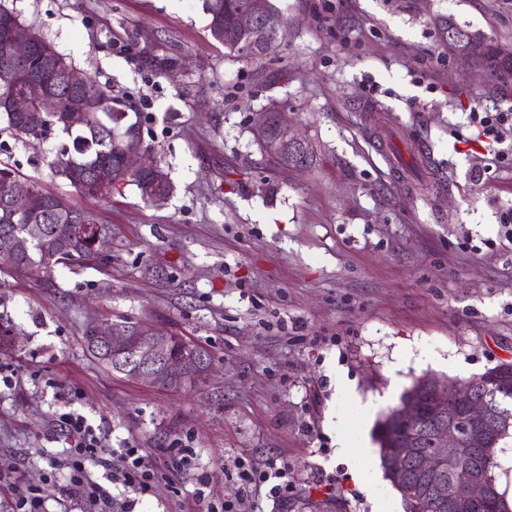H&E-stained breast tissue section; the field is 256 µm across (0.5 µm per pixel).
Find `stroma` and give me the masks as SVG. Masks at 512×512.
Segmentation results:
<instances>
[{
	"label": "stroma",
	"instance_id": "1",
	"mask_svg": "<svg viewBox=\"0 0 512 512\" xmlns=\"http://www.w3.org/2000/svg\"><path fill=\"white\" fill-rule=\"evenodd\" d=\"M0 1L129 103L175 186L158 206L132 185L88 197L49 168L65 135L0 136V159L112 228L97 260L48 276L0 260V512L15 481L47 512H98L61 494L69 411L154 467L144 494L89 467L113 512H196L200 490L216 512H404L361 451L377 419L419 377L512 362V126L495 141L477 119L512 107V75L463 67L431 20L512 43V0H272L286 31L259 62L225 56L203 0ZM153 56L184 67L158 76ZM273 105L315 144L311 169L260 151ZM120 320L203 346L213 375L165 391L107 370L83 336ZM272 461L280 499L239 478Z\"/></svg>",
	"mask_w": 512,
	"mask_h": 512
}]
</instances>
